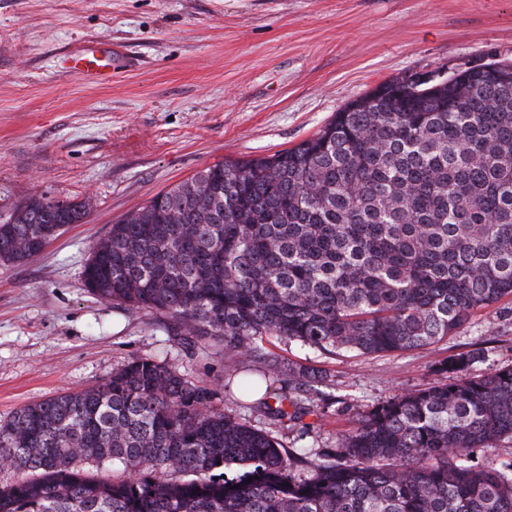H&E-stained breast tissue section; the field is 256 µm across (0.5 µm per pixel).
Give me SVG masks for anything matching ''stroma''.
I'll list each match as a JSON object with an SVG mask.
<instances>
[{
    "label": "stroma",
    "instance_id": "stroma-1",
    "mask_svg": "<svg viewBox=\"0 0 512 512\" xmlns=\"http://www.w3.org/2000/svg\"><path fill=\"white\" fill-rule=\"evenodd\" d=\"M119 46L110 83L72 75L75 52ZM512 61V0H0V212L46 197L84 205L24 262L0 265V419L93 387L141 357L224 389L222 354L190 355L163 319L87 293L82 265L111 224L221 161L311 137L384 81ZM485 348L512 365V302L478 311L447 342L387 356L279 353L328 371L336 395L374 405ZM349 413L326 408L290 447L332 448Z\"/></svg>",
    "mask_w": 512,
    "mask_h": 512
}]
</instances>
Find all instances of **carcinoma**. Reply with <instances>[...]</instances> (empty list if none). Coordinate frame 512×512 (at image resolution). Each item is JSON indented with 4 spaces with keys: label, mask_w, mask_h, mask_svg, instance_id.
<instances>
[{
    "label": "carcinoma",
    "mask_w": 512,
    "mask_h": 512,
    "mask_svg": "<svg viewBox=\"0 0 512 512\" xmlns=\"http://www.w3.org/2000/svg\"><path fill=\"white\" fill-rule=\"evenodd\" d=\"M83 205L32 199L0 220L20 263ZM82 281L96 298L166 320L192 354L224 351V390L267 427L212 406L216 391L149 358L101 385L0 422V512H512V367L477 375L482 348L427 387L355 410L336 446L304 458L275 434L342 399L278 343L372 356L438 344L512 297V65L389 81L310 138L217 162L111 225ZM261 365L238 372L237 362ZM484 452L478 458L476 451ZM121 465L104 481L86 466ZM235 469L224 478L218 470Z\"/></svg>",
    "instance_id": "cac0c4a2"
}]
</instances>
